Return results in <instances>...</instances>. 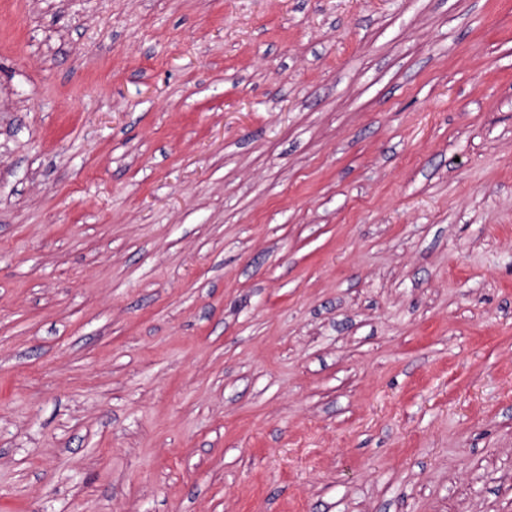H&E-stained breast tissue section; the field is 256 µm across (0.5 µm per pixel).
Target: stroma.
<instances>
[{
	"label": "stroma",
	"instance_id": "1",
	"mask_svg": "<svg viewBox=\"0 0 512 512\" xmlns=\"http://www.w3.org/2000/svg\"><path fill=\"white\" fill-rule=\"evenodd\" d=\"M0 512H512V0H0Z\"/></svg>",
	"mask_w": 512,
	"mask_h": 512
}]
</instances>
